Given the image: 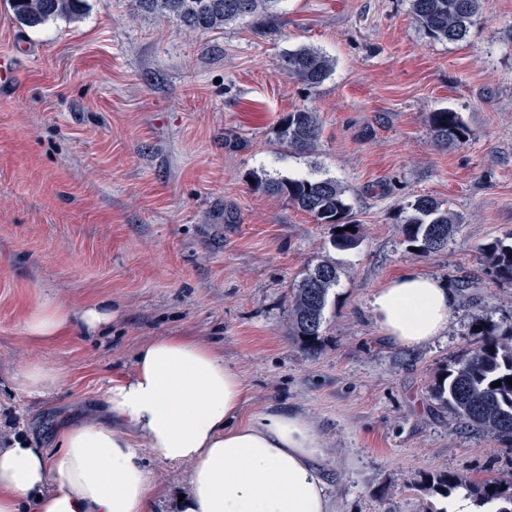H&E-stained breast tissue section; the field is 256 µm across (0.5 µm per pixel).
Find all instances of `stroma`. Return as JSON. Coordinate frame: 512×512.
<instances>
[{
  "label": "stroma",
  "instance_id": "35a3bbf8",
  "mask_svg": "<svg viewBox=\"0 0 512 512\" xmlns=\"http://www.w3.org/2000/svg\"><path fill=\"white\" fill-rule=\"evenodd\" d=\"M307 45L336 61L317 88L281 68ZM0 441L49 447L55 419L95 416L143 341L188 334L234 365L246 415L305 414L324 450L336 512H443L437 482L512 474V447L459 423L436 380L476 347L477 329L512 330V283L480 254L512 237V0H480L466 40L427 39L408 0H281L275 16L211 32L88 0L80 19L32 29L0 0ZM317 113L309 154L272 143L283 113ZM459 112L468 141L441 149L430 112ZM242 141L229 148L226 135ZM333 178L347 189L356 247L255 190L257 176ZM421 197L460 222L445 248L413 252L403 219ZM339 281L316 351L290 334L293 284L320 261ZM416 272L452 289L442 336L389 343L374 291ZM104 299L109 335L30 343L22 319L40 299ZM37 362L62 371L48 399L15 390ZM154 512H176L190 464L151 462Z\"/></svg>",
  "mask_w": 512,
  "mask_h": 512
}]
</instances>
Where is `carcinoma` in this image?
<instances>
[{"label": "carcinoma", "instance_id": "obj_1", "mask_svg": "<svg viewBox=\"0 0 512 512\" xmlns=\"http://www.w3.org/2000/svg\"><path fill=\"white\" fill-rule=\"evenodd\" d=\"M139 9L165 19H174L189 30H215L246 17H271L281 0H136ZM15 19L29 28L39 27L58 17L76 20L86 11V0H9ZM410 14L425 37L433 41L459 42L466 39L479 14L480 0H409ZM335 60L318 49L302 46L285 52L282 67L288 76L308 89L320 86L332 73ZM429 131L436 145L460 146L469 130L459 113L439 109L430 113ZM320 134L317 113L296 109L285 113L274 131V144L283 151L303 154L315 149ZM254 189L285 198L320 224L341 229L332 239L338 250L357 242L347 188L333 178L256 179ZM404 235L418 254L442 249L453 233L458 217L442 204L421 197L410 205ZM491 275L512 282V242L496 239L481 248ZM338 283L336 265L321 261L308 269L294 285L289 301V321L293 335L313 349L320 338L324 310L330 291ZM481 345L465 354L433 387L440 400L462 423L495 434L512 446V331L507 341L479 331ZM501 381L498 387L492 383ZM443 487L450 492L464 489L488 504L500 500L497 512H512V481L497 477L468 481L449 475Z\"/></svg>", "mask_w": 512, "mask_h": 512}]
</instances>
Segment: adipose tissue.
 Segmentation results:
<instances>
[{
	"instance_id": "adipose-tissue-1",
	"label": "adipose tissue",
	"mask_w": 512,
	"mask_h": 512,
	"mask_svg": "<svg viewBox=\"0 0 512 512\" xmlns=\"http://www.w3.org/2000/svg\"><path fill=\"white\" fill-rule=\"evenodd\" d=\"M451 288L408 272L377 289L371 311L386 339L415 348L444 331ZM109 302L50 298L28 311L30 342L100 336ZM60 371L31 363L13 377L34 397L57 393ZM248 388L207 343L171 335L141 343L132 371L110 381L98 416L61 417L55 449L14 438L0 448V512H153L148 460L190 464L181 512H335L323 450L307 418L278 410L244 417Z\"/></svg>"
}]
</instances>
